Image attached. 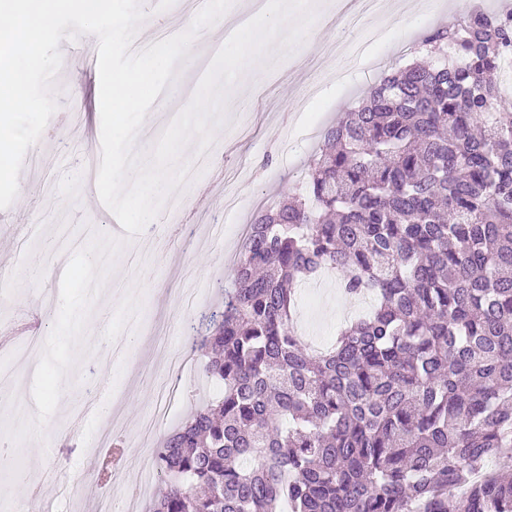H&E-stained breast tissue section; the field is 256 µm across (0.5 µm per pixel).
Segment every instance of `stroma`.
Returning a JSON list of instances; mask_svg holds the SVG:
<instances>
[{"instance_id":"stroma-1","label":"stroma","mask_w":512,"mask_h":512,"mask_svg":"<svg viewBox=\"0 0 512 512\" xmlns=\"http://www.w3.org/2000/svg\"><path fill=\"white\" fill-rule=\"evenodd\" d=\"M461 9V0H452L439 16L415 14L400 33L392 30L391 16H384L390 28L387 42L351 66V81L344 86L322 79L338 65L322 47L341 35L335 20H327L319 36L278 58L271 71L255 72L243 90L231 91L227 123L215 139L222 155L212 170L179 189L186 203L181 213L161 211L152 223L162 234L170 226L206 219L223 225V237L204 240L188 251H163L139 263L131 262L125 251L115 258L91 306L88 351L66 375L58 406L47 421L50 440L24 452L30 472L39 474L58 464L69 474L68 488L52 495L56 512H91L88 500L100 490L108 500L121 501L122 484L136 481L149 462L148 452L138 444V429L166 381L167 360L182 357L192 367L204 364L192 352L191 338L231 284L242 228L289 195L302 193L323 130L361 105L384 74L415 62V44L422 34L436 23L455 24ZM224 42L220 25L197 34L188 55L175 65L177 78L165 86V100L154 101L145 117L144 125L154 135L139 140L138 153L152 150L167 113L187 105L180 90L192 83L197 61L206 58L208 48H221ZM96 47L92 34L61 40L55 98L59 110L77 112L78 122L28 149L18 195L0 209V267L5 270L0 296L6 300L0 319L38 311L44 338L59 311L61 279L53 268L70 259L58 250V242L82 246L96 232L125 235L85 183L89 162L101 158ZM230 194L244 200V207L225 209L224 198ZM30 224L41 225L42 232L27 241L24 228ZM18 252L23 262L16 266L12 258ZM370 307V300L344 295L335 274L328 273L302 288L296 330L320 349L348 318ZM96 385L111 392L105 422L92 419L86 409V389Z\"/></svg>"}]
</instances>
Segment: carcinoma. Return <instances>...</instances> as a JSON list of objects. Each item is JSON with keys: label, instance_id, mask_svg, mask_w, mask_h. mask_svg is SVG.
Returning <instances> with one entry per match:
<instances>
[{"label": "carcinoma", "instance_id": "obj_1", "mask_svg": "<svg viewBox=\"0 0 512 512\" xmlns=\"http://www.w3.org/2000/svg\"><path fill=\"white\" fill-rule=\"evenodd\" d=\"M256 217L192 347L218 398L167 435L151 512H512V20L422 39ZM371 296L314 351L324 271Z\"/></svg>", "mask_w": 512, "mask_h": 512}]
</instances>
